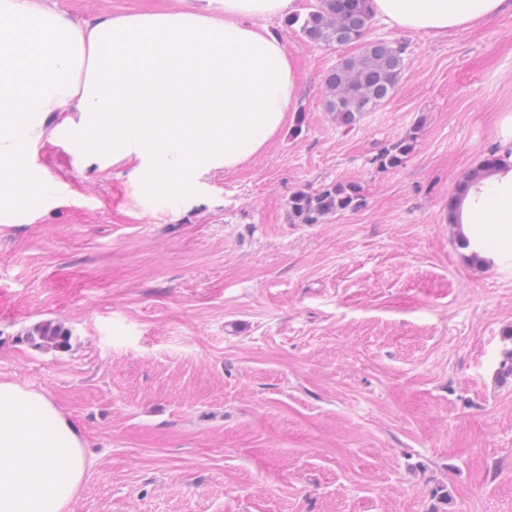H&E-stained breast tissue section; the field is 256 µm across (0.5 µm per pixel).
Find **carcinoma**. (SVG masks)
<instances>
[{
  "instance_id": "obj_1",
  "label": "carcinoma",
  "mask_w": 512,
  "mask_h": 512,
  "mask_svg": "<svg viewBox=\"0 0 512 512\" xmlns=\"http://www.w3.org/2000/svg\"><path fill=\"white\" fill-rule=\"evenodd\" d=\"M373 17L371 0H318L304 19L294 17L288 25L300 24V31L311 43L345 46L361 43L359 52L339 59L324 77L326 111L336 123L350 128L360 116L387 101L394 93L404 65V47L397 42H365L363 37ZM416 134L392 142L376 158L386 170L402 165L414 152ZM364 205L361 186L353 181L339 182L320 190L297 191L290 201V212L300 224H317L325 217ZM71 333L62 325L45 321L28 331L26 339L41 349L69 348Z\"/></svg>"
}]
</instances>
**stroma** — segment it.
<instances>
[{
	"instance_id": "1",
	"label": "stroma",
	"mask_w": 512,
	"mask_h": 512,
	"mask_svg": "<svg viewBox=\"0 0 512 512\" xmlns=\"http://www.w3.org/2000/svg\"><path fill=\"white\" fill-rule=\"evenodd\" d=\"M55 2L79 22L198 4ZM264 25L297 71L288 121L180 201L44 127L29 164L67 189L0 210V380L78 427L94 464L71 512H512V244L470 264L448 221L464 176L512 150V11L443 39L374 17L404 72L349 129L323 78L356 45ZM347 181L362 208L294 223L295 191ZM43 320L67 350L27 341ZM417 144L416 133L409 134L392 142L376 158L380 169H392L402 165L405 160L414 152Z\"/></svg>"
}]
</instances>
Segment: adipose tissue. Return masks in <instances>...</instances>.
Masks as SVG:
<instances>
[{
  "instance_id": "adipose-tissue-1",
  "label": "adipose tissue",
  "mask_w": 512,
  "mask_h": 512,
  "mask_svg": "<svg viewBox=\"0 0 512 512\" xmlns=\"http://www.w3.org/2000/svg\"><path fill=\"white\" fill-rule=\"evenodd\" d=\"M100 16L75 23L46 0H0V208L50 187L29 154L47 122L73 150L107 156L149 194L184 198L199 174L262 153L295 100L282 41L256 22L296 0ZM374 14L436 37L506 11L512 0H372ZM463 235L512 224V154L483 173L452 216ZM77 426L45 394L0 382V512H68L89 468Z\"/></svg>"
}]
</instances>
